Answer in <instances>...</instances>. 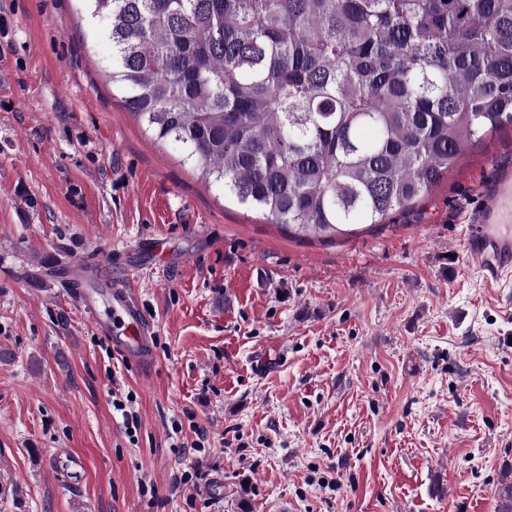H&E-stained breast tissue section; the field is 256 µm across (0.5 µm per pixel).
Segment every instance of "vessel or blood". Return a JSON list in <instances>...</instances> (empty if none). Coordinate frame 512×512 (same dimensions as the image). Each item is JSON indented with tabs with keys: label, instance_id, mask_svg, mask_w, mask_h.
<instances>
[{
	"label": "vessel or blood",
	"instance_id": "1",
	"mask_svg": "<svg viewBox=\"0 0 512 512\" xmlns=\"http://www.w3.org/2000/svg\"><path fill=\"white\" fill-rule=\"evenodd\" d=\"M464 245L484 279L496 284L512 280V170L501 169L485 189L482 208L466 226ZM63 274L114 353L133 364L150 359L152 329L136 298L111 278L78 265Z\"/></svg>",
	"mask_w": 512,
	"mask_h": 512
}]
</instances>
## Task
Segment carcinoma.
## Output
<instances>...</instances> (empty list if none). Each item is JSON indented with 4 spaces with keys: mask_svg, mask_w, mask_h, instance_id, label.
I'll use <instances>...</instances> for the list:
<instances>
[{
    "mask_svg": "<svg viewBox=\"0 0 512 512\" xmlns=\"http://www.w3.org/2000/svg\"><path fill=\"white\" fill-rule=\"evenodd\" d=\"M80 2L145 131L290 233L382 225L512 126V0Z\"/></svg>",
    "mask_w": 512,
    "mask_h": 512,
    "instance_id": "obj_1",
    "label": "carcinoma"
}]
</instances>
